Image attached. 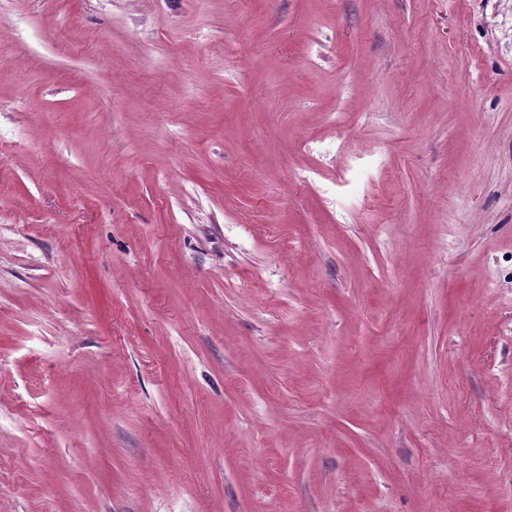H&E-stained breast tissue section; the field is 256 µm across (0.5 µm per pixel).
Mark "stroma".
I'll return each mask as SVG.
<instances>
[{
    "mask_svg": "<svg viewBox=\"0 0 512 512\" xmlns=\"http://www.w3.org/2000/svg\"><path fill=\"white\" fill-rule=\"evenodd\" d=\"M0 512H512V0H0Z\"/></svg>",
    "mask_w": 512,
    "mask_h": 512,
    "instance_id": "1",
    "label": "stroma"
}]
</instances>
